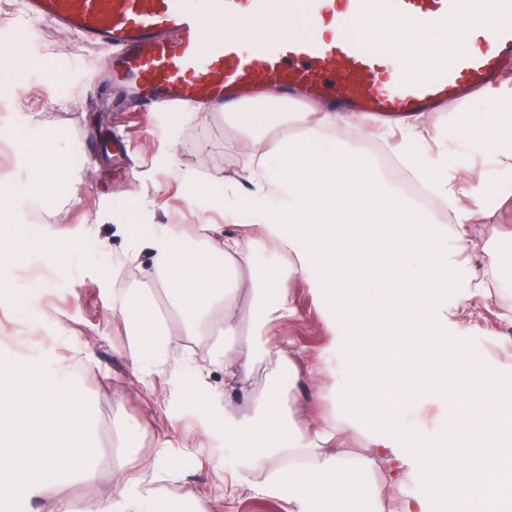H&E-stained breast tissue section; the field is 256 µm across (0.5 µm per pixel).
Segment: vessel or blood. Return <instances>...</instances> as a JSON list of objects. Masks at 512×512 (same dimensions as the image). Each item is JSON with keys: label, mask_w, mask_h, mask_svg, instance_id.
Listing matches in <instances>:
<instances>
[{"label": "vessel or blood", "mask_w": 512, "mask_h": 512, "mask_svg": "<svg viewBox=\"0 0 512 512\" xmlns=\"http://www.w3.org/2000/svg\"><path fill=\"white\" fill-rule=\"evenodd\" d=\"M481 7L473 44L431 65L392 63L377 26L443 41ZM25 19L56 23L113 49L112 80L150 110L206 101L216 111L271 88L374 116L463 102L512 58V0H21Z\"/></svg>", "instance_id": "1"}]
</instances>
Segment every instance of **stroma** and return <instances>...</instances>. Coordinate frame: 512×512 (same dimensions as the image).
<instances>
[{"mask_svg":"<svg viewBox=\"0 0 512 512\" xmlns=\"http://www.w3.org/2000/svg\"><path fill=\"white\" fill-rule=\"evenodd\" d=\"M20 6L0 0V29L16 48L0 55V100L10 106L0 116V176L17 199L15 208L0 206V219L26 231V197L36 180L28 154L59 137L60 193L43 211L40 233L68 234L80 247L61 268L44 264L34 249L0 265V358L26 357L49 377L67 369L86 394L100 455L94 480L69 483V512H101L111 502L119 456L158 462L175 474L161 483L166 495L195 489L209 512H287V492L271 497L248 489L224 417L253 414L274 386L293 413L290 425L315 428L335 419L336 402L325 389L331 331L303 278L290 280L295 315L275 327L273 347L286 354L289 377L269 380L260 364L225 385L224 356L239 337L211 331L190 343L182 329L173 330V353L192 349L194 371L204 380L200 394L172 369L151 385L137 382L128 325L117 308L120 278L135 288L152 280L146 238L179 237L185 224L223 223L220 190L210 178L241 173L236 131L206 107L115 114L103 95L110 85L106 53L50 23H21ZM494 105L471 95L426 116L429 132L447 138L435 163L459 180L512 182V171L477 141L458 137L464 122L479 131ZM472 208L474 232L462 255L471 293L449 288L448 301L465 307L464 357L491 362L504 375L512 373V207L487 196ZM32 331L41 341L29 352L11 344ZM202 396L210 414L199 408Z\"/></svg>","mask_w":512,"mask_h":512,"instance_id":"35a3bbf8","label":"stroma"}]
</instances>
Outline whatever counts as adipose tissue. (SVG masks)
Instances as JSON below:
<instances>
[{"instance_id": "ef3b65f1", "label": "adipose tissue", "mask_w": 512, "mask_h": 512, "mask_svg": "<svg viewBox=\"0 0 512 512\" xmlns=\"http://www.w3.org/2000/svg\"><path fill=\"white\" fill-rule=\"evenodd\" d=\"M483 17L473 13L468 27L444 43L426 35L381 28L405 61L428 64L439 49L475 42ZM285 121L302 135L269 149L265 130ZM252 164L243 179L224 183V215L229 223L251 226L253 236H228L203 224L201 245L178 249L172 240H150L154 276L151 287L133 288L119 311L130 326L138 379L166 372L172 326L189 336L220 325L236 333L248 325L247 339L224 360V377L235 381L255 365L277 373L283 353H271L267 338L277 322L293 314L289 272L301 273L334 331L330 354L353 372L332 376L329 391L346 413V424L363 429L376 419L384 429L371 437L412 478L427 475L424 490L403 501L400 512H433L435 502L475 512L487 502L496 512H512V376L483 381L485 366L458 354V306L448 303L449 287L465 277L458 256L472 231L471 214L447 171L421 161L425 138L418 117L377 123L363 112H280L273 108L230 115ZM358 124L366 137L385 141L448 204L453 225L436 223L420 204L387 184L375 160L345 141L325 142L323 133L341 124ZM481 137L496 159L512 158V109L488 112ZM270 242L278 258L263 266L259 253ZM277 291L269 303L266 295ZM251 301L248 314L239 297ZM176 313L166 322L158 298ZM439 401L448 414V444L428 435L410 436L406 407ZM276 393L260 397L257 414L244 417L235 431L245 441L244 470L260 475L254 487L266 495L288 489V512H385L371 506L366 488L375 459L349 450L325 451L323 444L341 425L323 430L285 431ZM263 440L255 448V440ZM100 452L91 431L81 388L67 377L47 382L38 367L0 360V502L20 497L43 500L46 512H63L62 493L71 477L93 479ZM194 490L165 496L153 483L125 478L103 512H184Z\"/></svg>"}]
</instances>
